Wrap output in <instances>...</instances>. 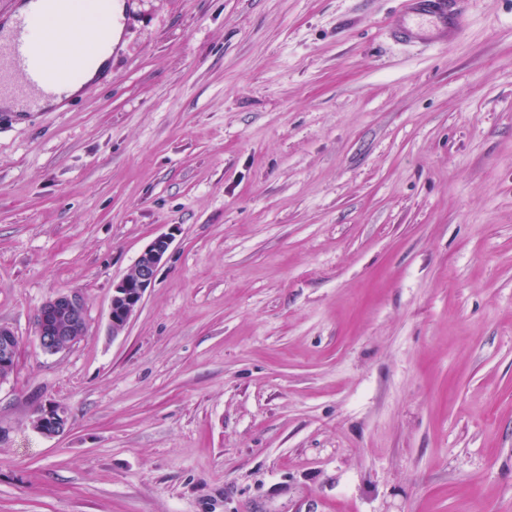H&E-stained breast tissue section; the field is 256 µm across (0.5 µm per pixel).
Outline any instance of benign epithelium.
Returning <instances> with one entry per match:
<instances>
[{
  "label": "benign epithelium",
  "instance_id": "benign-epithelium-1",
  "mask_svg": "<svg viewBox=\"0 0 512 512\" xmlns=\"http://www.w3.org/2000/svg\"><path fill=\"white\" fill-rule=\"evenodd\" d=\"M172 244V237H155L138 255L130 272L112 285L109 324L112 335L125 332L133 314L141 306L145 292L155 279ZM40 348L56 354L70 346L74 337L87 332L85 299L79 291L61 292L46 300L35 321ZM18 338L6 326H0V365L15 364ZM32 427L48 437L57 436L69 427L67 408L58 402L39 405L31 418Z\"/></svg>",
  "mask_w": 512,
  "mask_h": 512
}]
</instances>
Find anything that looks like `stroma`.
Returning <instances> with one entry per match:
<instances>
[{
  "instance_id": "35a3bbf8",
  "label": "stroma",
  "mask_w": 512,
  "mask_h": 512,
  "mask_svg": "<svg viewBox=\"0 0 512 512\" xmlns=\"http://www.w3.org/2000/svg\"><path fill=\"white\" fill-rule=\"evenodd\" d=\"M124 3L111 81L0 116V512H512V0ZM407 11L391 24L394 39L406 44L448 45L458 35L462 15L458 0H405ZM172 244V237H155L138 255L130 272L112 285L109 324L112 334L125 332L133 314L141 306L145 292L155 279ZM35 328L39 346L46 354H56L70 346L75 336H85L83 294L79 291L61 292L46 300L37 314ZM18 338L15 333L6 326H0V366H12L15 364ZM31 425L44 436L62 434L69 427L67 408L58 402L40 404L33 412Z\"/></svg>"
}]
</instances>
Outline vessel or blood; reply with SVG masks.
Masks as SVG:
<instances>
[{
    "label": "vessel or blood",
    "instance_id": "1",
    "mask_svg": "<svg viewBox=\"0 0 512 512\" xmlns=\"http://www.w3.org/2000/svg\"><path fill=\"white\" fill-rule=\"evenodd\" d=\"M391 24L406 44L446 45L461 28L460 0H408ZM31 16L18 17L9 38L0 37V95H10L27 112L71 82L84 66L71 55L66 33L77 24V0H31Z\"/></svg>",
    "mask_w": 512,
    "mask_h": 512
}]
</instances>
